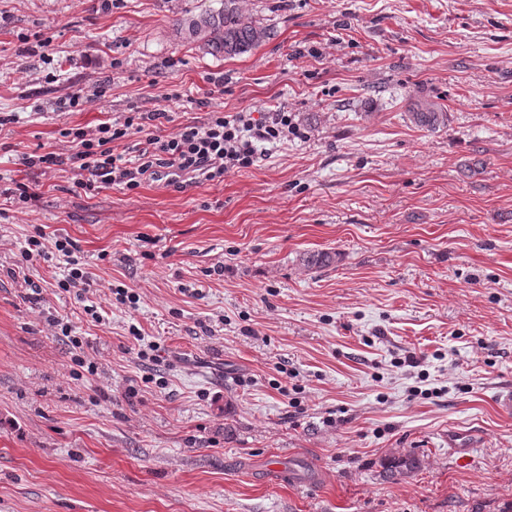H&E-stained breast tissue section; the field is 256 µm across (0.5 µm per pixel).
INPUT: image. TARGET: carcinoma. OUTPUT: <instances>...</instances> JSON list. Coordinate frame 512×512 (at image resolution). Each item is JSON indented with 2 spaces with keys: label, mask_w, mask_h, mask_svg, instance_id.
<instances>
[{
  "label": "carcinoma",
  "mask_w": 512,
  "mask_h": 512,
  "mask_svg": "<svg viewBox=\"0 0 512 512\" xmlns=\"http://www.w3.org/2000/svg\"><path fill=\"white\" fill-rule=\"evenodd\" d=\"M177 32L182 39L208 53L227 58L256 49L271 37V30L243 15L235 6V0H224V6L216 11L181 20ZM411 116L417 125L428 130L436 129L447 120V113L435 111L434 105L429 103L417 105Z\"/></svg>",
  "instance_id": "1"
}]
</instances>
